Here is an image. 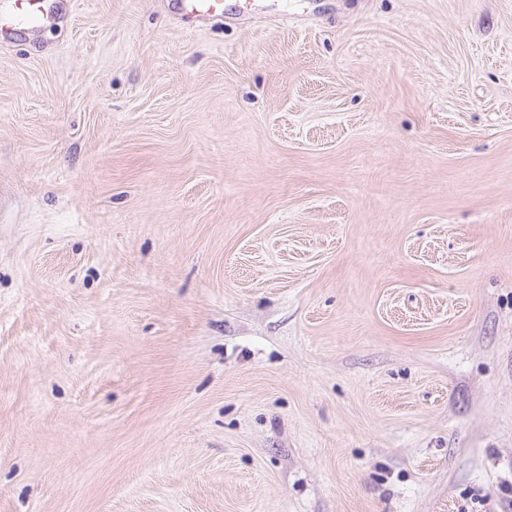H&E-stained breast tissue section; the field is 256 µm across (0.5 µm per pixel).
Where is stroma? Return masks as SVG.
Masks as SVG:
<instances>
[{"label":"stroma","instance_id":"1","mask_svg":"<svg viewBox=\"0 0 512 512\" xmlns=\"http://www.w3.org/2000/svg\"><path fill=\"white\" fill-rule=\"evenodd\" d=\"M0 0V512H512V0Z\"/></svg>","mask_w":512,"mask_h":512}]
</instances>
